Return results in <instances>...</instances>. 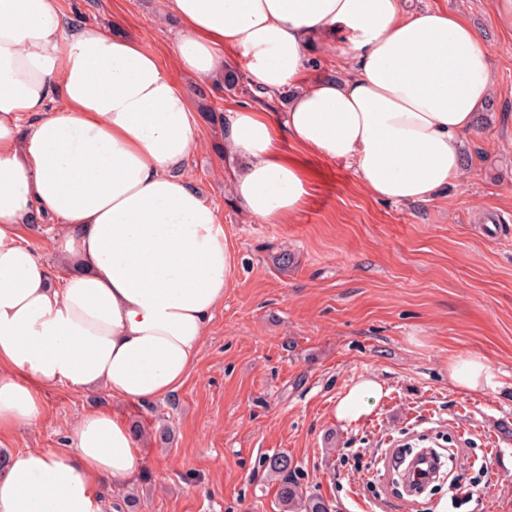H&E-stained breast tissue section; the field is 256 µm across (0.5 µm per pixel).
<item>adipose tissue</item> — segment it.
Returning a JSON list of instances; mask_svg holds the SVG:
<instances>
[{
    "mask_svg": "<svg viewBox=\"0 0 512 512\" xmlns=\"http://www.w3.org/2000/svg\"><path fill=\"white\" fill-rule=\"evenodd\" d=\"M162 3L183 74L223 80L235 56L249 84L292 91L279 117L229 116V187L249 216L289 223L310 194L284 138L348 162L392 203L434 200L460 179L493 93L491 57L461 14L407 0ZM319 47L339 48L344 76L311 77ZM200 139L186 88L140 40L70 19L60 0H0V432L38 425L57 384L144 405L184 383L236 265L215 207L180 174ZM39 216L58 225L57 278L22 235ZM448 381L488 393L502 372L469 353ZM383 393L360 379L337 421H359ZM142 459L122 418L85 412L65 447L0 464V512H108L106 485Z\"/></svg>",
    "mask_w": 512,
    "mask_h": 512,
    "instance_id": "1",
    "label": "adipose tissue"
}]
</instances>
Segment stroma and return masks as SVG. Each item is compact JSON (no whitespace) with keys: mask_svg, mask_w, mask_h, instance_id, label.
Returning a JSON list of instances; mask_svg holds the SVG:
<instances>
[{"mask_svg":"<svg viewBox=\"0 0 512 512\" xmlns=\"http://www.w3.org/2000/svg\"><path fill=\"white\" fill-rule=\"evenodd\" d=\"M64 11L143 39L174 69L177 22L160 0H61ZM463 14L492 51L493 96L468 139L459 183L434 201L375 197L343 161L309 160L310 194L288 224L250 218L228 190L225 119L257 94L182 77L202 145L182 176L217 209L237 264L197 363L174 393L146 406L105 390L47 392L34 427L0 437V453L64 447L92 409L139 433V472L106 487L118 512H284L262 466L287 454L334 512H512V29L502 0H412ZM485 355L497 392L463 394L448 362ZM384 396L358 423L336 401L362 377ZM426 439L454 448L452 484L417 501L377 469L385 451Z\"/></svg>","mask_w":512,"mask_h":512,"instance_id":"35a3bbf8","label":"stroma"}]
</instances>
